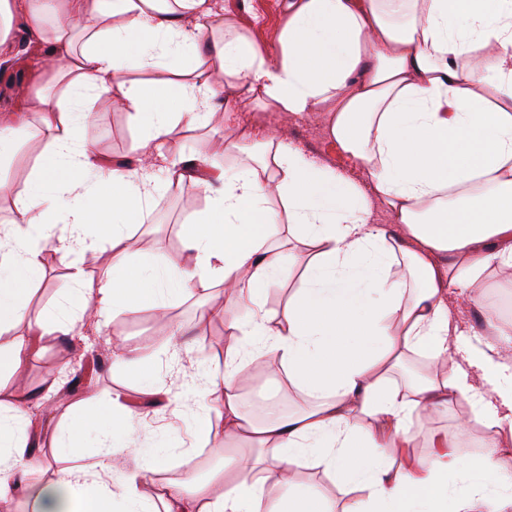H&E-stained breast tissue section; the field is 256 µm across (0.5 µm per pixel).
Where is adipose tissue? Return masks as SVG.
I'll list each match as a JSON object with an SVG mask.
<instances>
[{
	"label": "adipose tissue",
	"mask_w": 512,
	"mask_h": 512,
	"mask_svg": "<svg viewBox=\"0 0 512 512\" xmlns=\"http://www.w3.org/2000/svg\"><path fill=\"white\" fill-rule=\"evenodd\" d=\"M1 68L26 82L0 110V165L30 113L49 138L25 180L0 181L13 202L0 226V335L26 318L46 241L78 257L109 245L112 264L95 282L72 264L65 307L0 346V498L21 497L31 512H112L117 501L123 512H512L498 465L508 453L499 437L512 434V363L493 343L468 341L448 306L452 294L485 304L486 273L512 270V0H288L272 51L221 0H0ZM228 86L267 112L329 109L330 136L367 184L268 136L248 150ZM102 99L119 101L138 130L136 167L112 165L84 137ZM217 111L223 151L239 157L232 170L165 154L179 128ZM190 167L207 195L185 243L192 263L134 261L130 222L147 223L160 186ZM377 201L392 223H371ZM288 267L300 281L279 319L263 295ZM215 284L239 310L228 328L241 342L192 398L204 411L224 407L236 454L222 491L171 483L157 502L143 499L138 483L167 450L125 466L112 433L137 441L141 415L118 394L83 398L57 446L73 454L87 417H99L93 464L39 477L31 407L14 383L38 341L111 313H161L167 297ZM249 366L286 378L306 406L254 422L241 392ZM463 402L488 433L481 453L437 436L436 454L393 458L413 445V417ZM303 461L333 474L342 502L305 484L267 491L268 472ZM452 474L471 481L468 493L449 497Z\"/></svg>",
	"instance_id": "obj_1"
}]
</instances>
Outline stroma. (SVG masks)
<instances>
[{"instance_id":"35a3bbf8","label":"stroma","mask_w":512,"mask_h":512,"mask_svg":"<svg viewBox=\"0 0 512 512\" xmlns=\"http://www.w3.org/2000/svg\"><path fill=\"white\" fill-rule=\"evenodd\" d=\"M284 0H223L226 11L233 14L237 25L249 38L266 49H274L285 24ZM95 120L86 130L98 152L115 164L133 163L138 153V132L131 124L127 112L107 104H97ZM328 115L317 112L309 116H288L274 129L276 139L303 147L318 161L342 173L351 180L361 182L365 171L361 164L346 153L328 134ZM224 139L222 113L215 112L202 129L183 128L170 144L171 153H194L196 157H210ZM206 195L192 179H184L164 187L151 201L152 215L149 223L138 224L131 229L130 252L134 259L149 260L155 257L183 253L185 236L194 213L204 209ZM73 255L54 249H46L43 255V273L32 286L27 299L29 317H37L46 308L63 301V286ZM169 322L181 323L201 340V348H184L178 354L169 350V322H160L154 310L121 316L103 329L86 328L83 335L48 336L38 345V353L22 371L24 384L37 392L40 408L34 411V431L37 437L36 454L44 477H51L65 467L86 464L90 461V445L95 434L87 429L83 436L84 447L79 455L59 458L55 452L57 427L67 418L73 404L95 394L108 397L119 393L135 404L143 403L141 393L142 371L150 369L158 383L163 385L167 400L147 409L149 426L137 445L123 448L126 460H133L144 450L158 444H169L170 449L161 468L151 474L141 485L143 496L152 498L159 485L178 481L191 487L195 480L192 473L181 464L183 452L192 451L200 471L222 466L224 459V418L218 411H211L210 420L216 434L210 441L198 440L196 422L199 411L196 405H184L181 412H173L172 403L183 402L188 394L191 377L199 368L223 371L224 360L215 349L206 347L205 339L222 337L224 345H232L234 337L227 333V324L237 317V309L224 304L221 287L215 286L205 293L191 297L173 298L168 307ZM126 345L138 349L142 362L137 367H116L112 364L113 346ZM60 379L58 393L48 392L53 379ZM466 405L448 409L433 420L415 419L412 432L415 437L410 453L429 456L432 432L447 433L449 440L479 450L486 431L479 425L469 430L459 428L467 416Z\"/></svg>"}]
</instances>
